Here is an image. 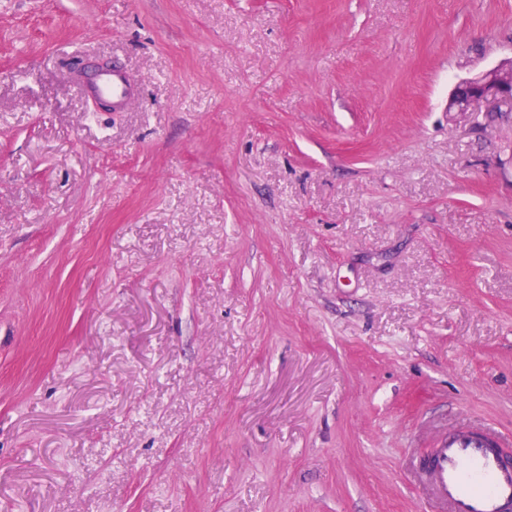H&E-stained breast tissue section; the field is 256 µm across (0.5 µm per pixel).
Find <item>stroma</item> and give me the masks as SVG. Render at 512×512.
Returning <instances> with one entry per match:
<instances>
[{
    "instance_id": "stroma-1",
    "label": "stroma",
    "mask_w": 512,
    "mask_h": 512,
    "mask_svg": "<svg viewBox=\"0 0 512 512\" xmlns=\"http://www.w3.org/2000/svg\"><path fill=\"white\" fill-rule=\"evenodd\" d=\"M509 58L512 0H0V512H426L512 432V106L448 109ZM90 74L77 82L78 93L88 98L108 97L114 111L125 109L140 94L139 88L118 64L99 68ZM510 445L493 428L468 425L431 448L416 480L430 512H511Z\"/></svg>"
}]
</instances>
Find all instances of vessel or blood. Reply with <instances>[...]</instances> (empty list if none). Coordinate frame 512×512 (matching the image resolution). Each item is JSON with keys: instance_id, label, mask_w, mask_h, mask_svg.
I'll return each instance as SVG.
<instances>
[{"instance_id": "b4317fda", "label": "vessel or blood", "mask_w": 512, "mask_h": 512, "mask_svg": "<svg viewBox=\"0 0 512 512\" xmlns=\"http://www.w3.org/2000/svg\"><path fill=\"white\" fill-rule=\"evenodd\" d=\"M80 95L108 97L122 110L140 94L119 65L94 70L76 84ZM512 439L468 425L420 459L416 486L431 512H512Z\"/></svg>"}]
</instances>
